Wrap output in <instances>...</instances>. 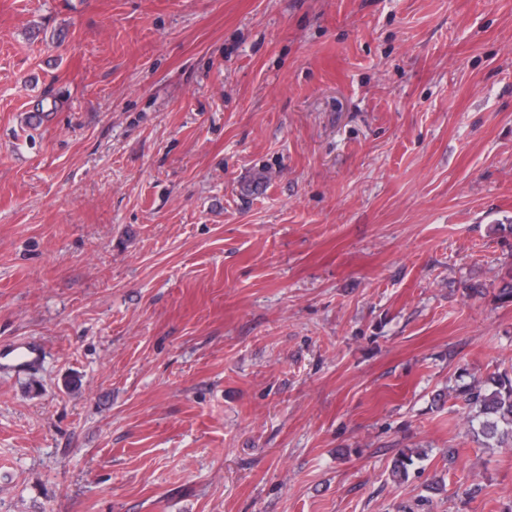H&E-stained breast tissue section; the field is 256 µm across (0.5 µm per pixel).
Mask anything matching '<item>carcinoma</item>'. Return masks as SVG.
Listing matches in <instances>:
<instances>
[{
	"mask_svg": "<svg viewBox=\"0 0 512 512\" xmlns=\"http://www.w3.org/2000/svg\"><path fill=\"white\" fill-rule=\"evenodd\" d=\"M454 399L472 412V419L478 423V434L483 438L498 444L512 439V369L495 373L486 386L455 390ZM424 456V450L399 449L391 467L393 481H408L411 470Z\"/></svg>",
	"mask_w": 512,
	"mask_h": 512,
	"instance_id": "obj_1",
	"label": "carcinoma"
}]
</instances>
